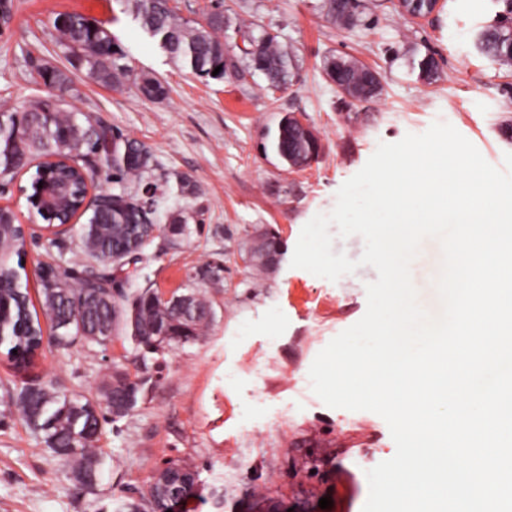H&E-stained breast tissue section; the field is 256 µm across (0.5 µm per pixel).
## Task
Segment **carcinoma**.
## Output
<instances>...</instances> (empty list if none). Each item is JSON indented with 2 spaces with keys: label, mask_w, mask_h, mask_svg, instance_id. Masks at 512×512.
Here are the masks:
<instances>
[{
  "label": "carcinoma",
  "mask_w": 512,
  "mask_h": 512,
  "mask_svg": "<svg viewBox=\"0 0 512 512\" xmlns=\"http://www.w3.org/2000/svg\"><path fill=\"white\" fill-rule=\"evenodd\" d=\"M126 4L143 31L196 77L222 80L230 75L243 79L260 73L273 89L286 90L293 85V57L277 36L254 22L233 21L224 14L222 3L202 23L180 16L168 0H126ZM324 8L330 22L350 24L358 4L324 0ZM232 26L242 39L236 53L224 42V31ZM53 27L70 66L85 71L96 84L115 90L131 84L148 100L166 95L159 79L138 74L127 63V51L104 23L78 13H59ZM480 48L502 66L512 67V27L499 24L485 31ZM25 61L43 84L73 91L66 71L37 62L30 55ZM411 65L423 82L430 84L438 78L439 64L430 51L412 58ZM218 66L220 72L212 75ZM322 68L348 92L364 90L366 68L355 59L330 55L323 59ZM270 149L292 168L310 164L318 156L320 144L288 113L280 119ZM41 156L54 157L57 162L47 167L36 165L32 206L50 226H62L77 214L86 217L79 251L105 264L107 271L88 278L73 267L44 270L39 288L41 310H36L12 265L13 256L20 255L24 246L23 229L10 208L0 207V344H9L21 358L37 350L43 340L41 314L49 323L52 342L62 348L78 341L104 347L116 337L129 338L145 348L155 331L171 334V344L197 341L212 319L211 308L199 289V272L221 276L224 268L211 261L193 268L187 273L185 292L169 301L156 298L149 286L118 297L111 291L115 273L125 271L131 254H137V263L148 260L144 251L131 249V244L160 220L158 203L169 192L170 180L176 181L183 195L196 193L192 181L177 173L148 180L154 164L143 143L102 126L84 125L76 111L64 109L55 99L38 98L19 110H1L0 180H12ZM98 159L112 169L118 190L100 191L88 203L86 180L94 175ZM54 185H62L66 191L57 204L47 207L42 200L44 188ZM202 215L200 210H179L169 216V224L181 235L187 224L202 223ZM154 372V367L145 362L132 378L115 365L90 397L52 386L29 385L18 393L16 406L26 423L44 434L48 448L63 463L77 488L94 494L103 464L94 443L102 436L108 419L124 417L132 410L138 395L152 383ZM155 501L148 487L139 492V497L130 496L122 502L119 512H153Z\"/></svg>",
  "instance_id": "1"
}]
</instances>
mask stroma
I'll return each mask as SVG.
<instances>
[{"label":"stroma","mask_w":512,"mask_h":512,"mask_svg":"<svg viewBox=\"0 0 512 512\" xmlns=\"http://www.w3.org/2000/svg\"><path fill=\"white\" fill-rule=\"evenodd\" d=\"M14 3L12 24L0 34V101L19 108L48 96V87L29 75L23 56L31 54L68 71L78 91L70 108L144 143L158 172L181 173L198 187L194 197L170 190L161 207L204 208L203 223L185 237L160 232L126 291L148 285L181 293L188 271L216 258L224 278L202 287L214 316L192 343L150 354L128 339L105 348L47 343L24 363L0 346V397L34 381L90 395L113 364L133 373L144 359L161 368L129 415L104 426L97 501L78 492L41 434L0 405V512H93L128 488L144 487L169 459L198 474L197 490L179 512H362L367 470L396 452L389 427L376 413L326 406L308 373L317 354L364 316L366 286L377 273L363 265L332 282L292 267V255L303 226L334 209L340 186L379 143L444 121L502 167L512 153V70L483 54L479 38L512 12V0H439L422 23L391 0H359V20L350 26L328 22L324 0H224L226 14L259 24L294 55L295 78L285 91L270 89L259 74L193 76L141 30L124 0ZM57 12L105 22L136 72L156 76L166 96L147 100L131 85L115 91L71 69L56 43ZM428 51L440 68L430 85L411 69L412 56ZM332 54L373 68L380 94L345 101L321 68ZM289 112L303 114L322 146L317 161L301 170L262 150ZM33 175L25 169L0 185V206L10 207L25 230L20 276L34 296L44 266L73 264L85 273L102 265L75 262L68 248L55 246L54 229L27 200ZM263 228L280 236V260L270 272L239 262ZM440 266L439 242L425 239L411 278L420 305L433 315L440 311ZM325 497L332 506L324 511Z\"/></svg>","instance_id":"obj_1"}]
</instances>
